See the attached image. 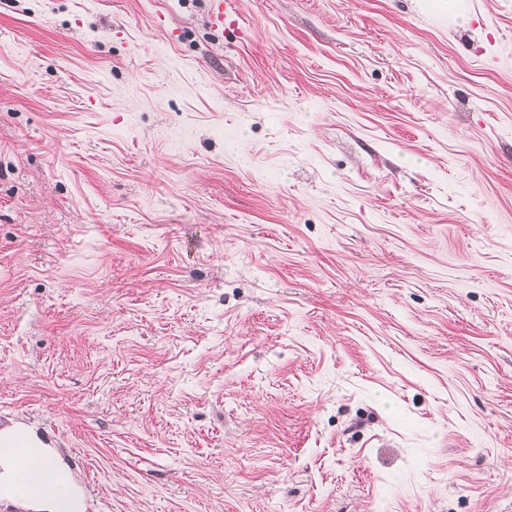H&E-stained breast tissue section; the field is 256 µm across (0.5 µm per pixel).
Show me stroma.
I'll use <instances>...</instances> for the list:
<instances>
[{
	"label": "stroma",
	"instance_id": "1",
	"mask_svg": "<svg viewBox=\"0 0 512 512\" xmlns=\"http://www.w3.org/2000/svg\"><path fill=\"white\" fill-rule=\"evenodd\" d=\"M0 0V430L84 512H512V0Z\"/></svg>",
	"mask_w": 512,
	"mask_h": 512
}]
</instances>
